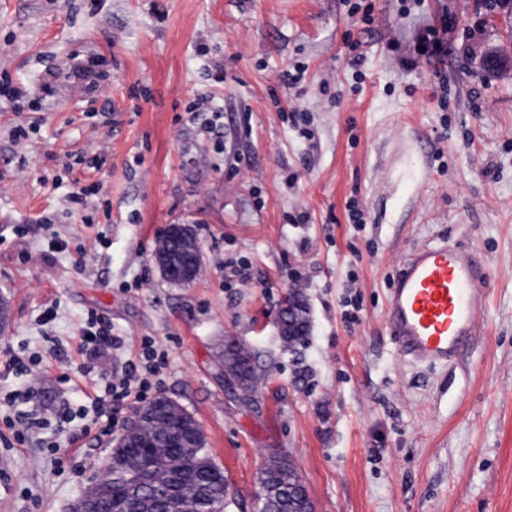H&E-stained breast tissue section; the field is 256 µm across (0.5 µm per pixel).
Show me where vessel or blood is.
Returning <instances> with one entry per match:
<instances>
[{
    "label": "vessel or blood",
    "mask_w": 512,
    "mask_h": 512,
    "mask_svg": "<svg viewBox=\"0 0 512 512\" xmlns=\"http://www.w3.org/2000/svg\"><path fill=\"white\" fill-rule=\"evenodd\" d=\"M485 284L484 268L473 254L445 243L413 248L386 302L399 352L431 366L455 361L486 313Z\"/></svg>",
    "instance_id": "b4317fda"
}]
</instances>
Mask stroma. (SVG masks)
I'll return each instance as SVG.
<instances>
[{
	"mask_svg": "<svg viewBox=\"0 0 512 512\" xmlns=\"http://www.w3.org/2000/svg\"><path fill=\"white\" fill-rule=\"evenodd\" d=\"M445 23L441 57L420 54ZM510 36L484 0H0V81L23 90L0 97V362L43 369L0 372V396L32 387L73 413L21 444L0 399V512H68L101 476L111 438L73 442L96 419L84 394L146 337L168 354L153 394L197 420L226 512H258L273 452L316 512H512V66L475 76L465 54ZM171 224L202 246L183 286L154 261ZM444 240L479 255L488 310L457 361L413 364L387 292L414 246ZM293 288L311 328L290 351L275 322ZM91 312L125 346L90 364ZM231 341L251 392L224 379Z\"/></svg>",
	"mask_w": 512,
	"mask_h": 512,
	"instance_id": "1",
	"label": "stroma"
}]
</instances>
